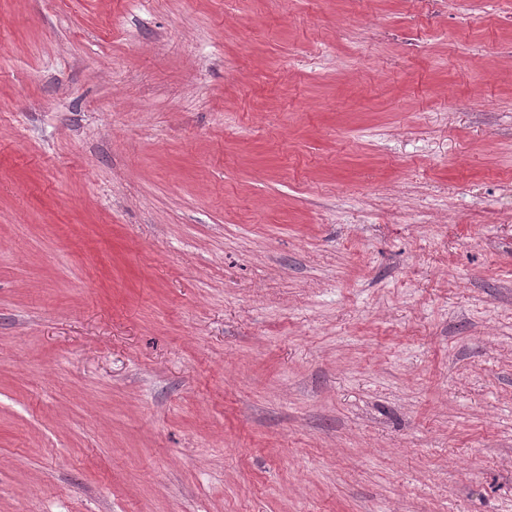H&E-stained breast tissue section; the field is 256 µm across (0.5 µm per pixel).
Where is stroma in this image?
I'll use <instances>...</instances> for the list:
<instances>
[{
  "label": "stroma",
  "instance_id": "1",
  "mask_svg": "<svg viewBox=\"0 0 512 512\" xmlns=\"http://www.w3.org/2000/svg\"><path fill=\"white\" fill-rule=\"evenodd\" d=\"M0 512H512V0H0Z\"/></svg>",
  "mask_w": 512,
  "mask_h": 512
}]
</instances>
